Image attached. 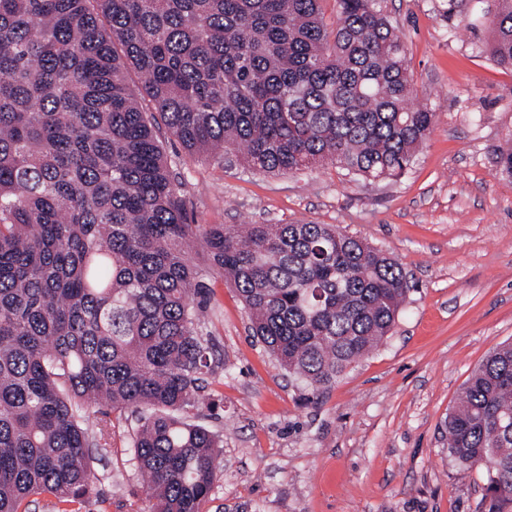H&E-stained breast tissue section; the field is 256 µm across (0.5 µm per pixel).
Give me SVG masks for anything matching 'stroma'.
Here are the masks:
<instances>
[{"label": "stroma", "instance_id": "35a3bbf8", "mask_svg": "<svg viewBox=\"0 0 512 512\" xmlns=\"http://www.w3.org/2000/svg\"><path fill=\"white\" fill-rule=\"evenodd\" d=\"M492 0H386L417 99L436 114L400 177L357 180L332 165L267 175L242 161L163 146L191 224L336 225L382 250L417 288L383 345L314 401L254 339L224 278H207L206 388L193 421L224 441L205 512H488L481 470L461 473L445 427L469 375L512 342V72L479 53ZM475 22L470 39L455 28ZM101 476L81 512H145L135 420L109 416Z\"/></svg>", "mask_w": 512, "mask_h": 512}]
</instances>
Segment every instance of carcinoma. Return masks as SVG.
<instances>
[{"instance_id":"1","label":"carcinoma","mask_w":512,"mask_h":512,"mask_svg":"<svg viewBox=\"0 0 512 512\" xmlns=\"http://www.w3.org/2000/svg\"><path fill=\"white\" fill-rule=\"evenodd\" d=\"M0 0V512H57L99 481L90 413L136 417L150 512H202L224 447L203 389L204 270L308 399L386 339L414 285L333 224L186 223L160 130L191 158L273 175L402 174L435 126L384 0ZM492 60L512 70V0ZM134 67L142 92L125 82ZM448 453L512 512V342L448 413Z\"/></svg>"}]
</instances>
